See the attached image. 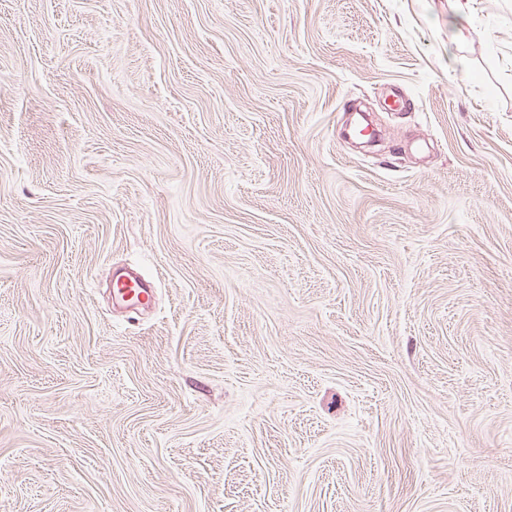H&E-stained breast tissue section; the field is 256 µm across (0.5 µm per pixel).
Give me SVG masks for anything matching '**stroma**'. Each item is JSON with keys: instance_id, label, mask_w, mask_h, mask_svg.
Returning a JSON list of instances; mask_svg holds the SVG:
<instances>
[{"instance_id": "obj_1", "label": "stroma", "mask_w": 512, "mask_h": 512, "mask_svg": "<svg viewBox=\"0 0 512 512\" xmlns=\"http://www.w3.org/2000/svg\"><path fill=\"white\" fill-rule=\"evenodd\" d=\"M466 2L0 0V512H512V0ZM113 297L132 306L141 301L149 291V285L131 274H114Z\"/></svg>"}]
</instances>
